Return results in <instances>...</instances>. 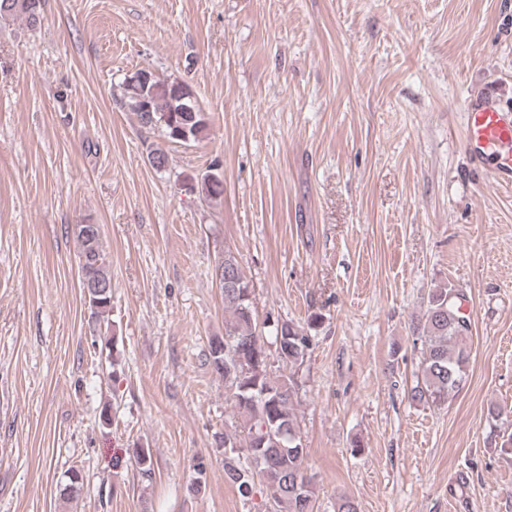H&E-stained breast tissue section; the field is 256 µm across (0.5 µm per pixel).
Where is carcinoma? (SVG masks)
<instances>
[{
    "mask_svg": "<svg viewBox=\"0 0 512 512\" xmlns=\"http://www.w3.org/2000/svg\"><path fill=\"white\" fill-rule=\"evenodd\" d=\"M44 4L45 0H0V22L22 18L35 27L42 23ZM124 98L141 127L159 129L172 142L196 141L207 127L203 112L191 103V91L184 83L155 79L145 86L127 79ZM223 192L220 174L205 176L206 196L215 198ZM72 233L79 245V283H112L100 226L76 224ZM215 275L222 280L224 335L210 339L207 360L224 379L228 399L242 420L237 445L229 446L231 455L224 458V476L243 496L260 481L267 492L269 512H314L316 487L303 466L306 448L293 410L298 382L292 373L287 377L273 373L264 349L265 337H275L279 330L286 333L288 345L276 348L277 358L296 369L304 364L313 337L289 320L276 319L273 326L260 328L254 289L232 253H224ZM84 300L94 324L109 322L112 292L97 294L89 288ZM463 301L464 295L451 285L429 291L424 312L414 325L415 340L421 343L417 381L410 391L414 402L442 406L467 384L471 321L463 312ZM133 457L143 474H151L150 449L135 448ZM83 488V474L74 469L67 475L61 496L77 499Z\"/></svg>",
    "mask_w": 512,
    "mask_h": 512,
    "instance_id": "cac0c4a2",
    "label": "carcinoma"
}]
</instances>
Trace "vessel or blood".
<instances>
[{"label":"vessel or blood","instance_id":"b4317fda","mask_svg":"<svg viewBox=\"0 0 512 512\" xmlns=\"http://www.w3.org/2000/svg\"><path fill=\"white\" fill-rule=\"evenodd\" d=\"M469 164L487 168L499 185H512V104L485 90L464 104Z\"/></svg>","mask_w":512,"mask_h":512}]
</instances>
